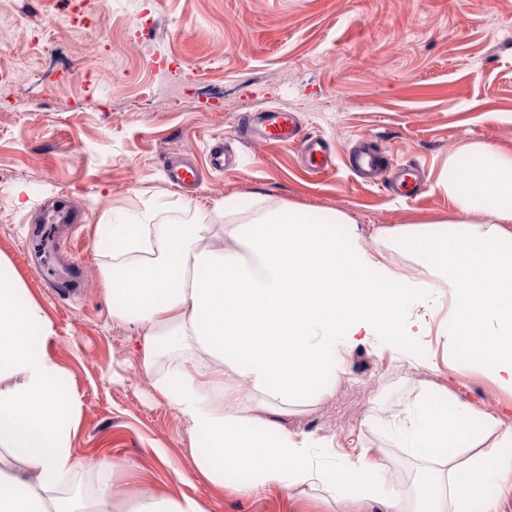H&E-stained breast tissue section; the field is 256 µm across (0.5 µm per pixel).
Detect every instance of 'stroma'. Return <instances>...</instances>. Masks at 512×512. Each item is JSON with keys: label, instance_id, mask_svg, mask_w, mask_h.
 I'll return each mask as SVG.
<instances>
[{"label": "stroma", "instance_id": "obj_1", "mask_svg": "<svg viewBox=\"0 0 512 512\" xmlns=\"http://www.w3.org/2000/svg\"><path fill=\"white\" fill-rule=\"evenodd\" d=\"M74 7L0 0V70L12 73L0 81V254L53 323L48 351L81 402L75 455L130 464L119 512L143 490L193 496L206 512H378L277 486L239 495L195 473L182 422L140 368L134 326L112 319L98 226L146 207L158 224H220L224 198L246 207L260 197L343 212L371 250L378 228L454 219L437 186L449 154L485 142L512 155V0H100L84 30L70 24ZM30 32L51 38L50 55ZM61 64L72 78L48 93ZM268 107L326 139L335 171L311 173L292 146L239 141V121ZM364 138L386 161L418 165L419 196L349 170ZM217 142L241 155L239 167L211 169ZM179 154L201 175L189 193L164 173ZM338 357L334 390L295 407L288 424L334 438L340 455L377 450L388 483L416 477L391 425L420 391L512 424V395L481 368L449 362L443 337L372 336Z\"/></svg>", "mask_w": 512, "mask_h": 512}]
</instances>
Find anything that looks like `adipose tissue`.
Listing matches in <instances>:
<instances>
[{"mask_svg":"<svg viewBox=\"0 0 512 512\" xmlns=\"http://www.w3.org/2000/svg\"><path fill=\"white\" fill-rule=\"evenodd\" d=\"M438 185L455 221L376 232L417 262L415 275L364 248L338 211L259 199L245 209L228 197L220 224L159 228L141 211L100 225L112 318L134 325L140 367L185 426L202 477L243 495L321 489L384 512H499L512 495V425L491 417L472 428L466 403L440 414L420 393L396 423L398 447L422 462L413 496L387 484L365 448L325 470L312 451L333 439L288 426L290 407L335 384L338 343L431 335L448 301L465 309L441 331L452 359L512 392V155L464 145ZM460 251L468 263L453 262ZM10 268L0 255V512H115L118 466L74 455L75 386L46 351L51 320Z\"/></svg>","mask_w":512,"mask_h":512,"instance_id":"adipose-tissue-1","label":"adipose tissue"}]
</instances>
